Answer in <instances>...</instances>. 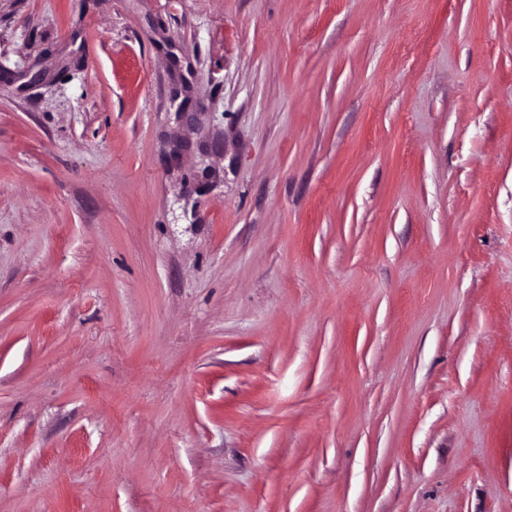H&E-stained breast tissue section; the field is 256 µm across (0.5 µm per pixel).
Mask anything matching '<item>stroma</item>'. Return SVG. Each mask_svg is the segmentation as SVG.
I'll return each instance as SVG.
<instances>
[{
	"label": "stroma",
	"instance_id": "1",
	"mask_svg": "<svg viewBox=\"0 0 512 512\" xmlns=\"http://www.w3.org/2000/svg\"><path fill=\"white\" fill-rule=\"evenodd\" d=\"M0 512H512V0H0Z\"/></svg>",
	"mask_w": 512,
	"mask_h": 512
}]
</instances>
